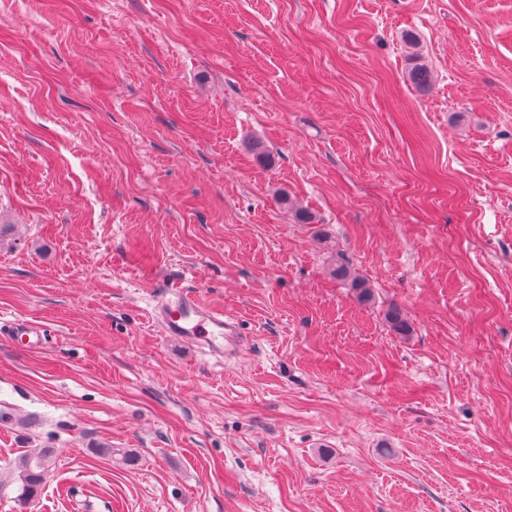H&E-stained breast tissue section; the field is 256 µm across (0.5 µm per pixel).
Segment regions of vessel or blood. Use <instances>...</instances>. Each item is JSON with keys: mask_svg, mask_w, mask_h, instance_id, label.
Segmentation results:
<instances>
[{"mask_svg": "<svg viewBox=\"0 0 512 512\" xmlns=\"http://www.w3.org/2000/svg\"><path fill=\"white\" fill-rule=\"evenodd\" d=\"M152 318L164 336L194 343L216 360H229L240 352L236 319L210 307L195 293L169 289L154 306Z\"/></svg>", "mask_w": 512, "mask_h": 512, "instance_id": "obj_1", "label": "vessel or blood"}]
</instances>
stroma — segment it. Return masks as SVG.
<instances>
[{"mask_svg": "<svg viewBox=\"0 0 512 512\" xmlns=\"http://www.w3.org/2000/svg\"><path fill=\"white\" fill-rule=\"evenodd\" d=\"M33 448L36 512H512V0H0V512ZM153 308V321L164 336L195 343L216 361L235 358L242 346L235 318L204 303L195 293L172 288ZM52 454L51 448H34L19 458L17 468L24 482L22 499L29 500L36 496L52 465Z\"/></svg>", "mask_w": 512, "mask_h": 512, "instance_id": "1", "label": "stroma"}]
</instances>
